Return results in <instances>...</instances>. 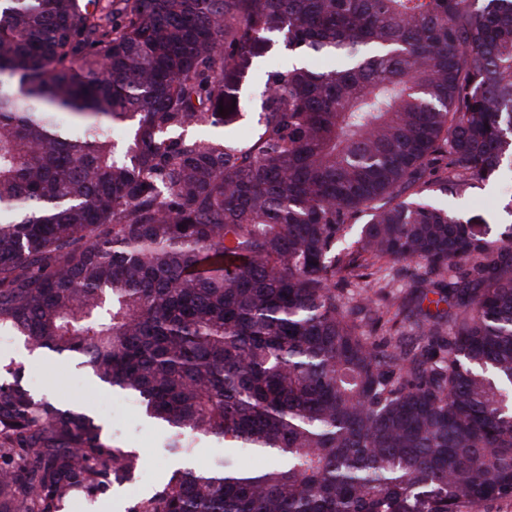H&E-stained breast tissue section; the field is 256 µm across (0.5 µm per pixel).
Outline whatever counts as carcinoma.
Returning a JSON list of instances; mask_svg holds the SVG:
<instances>
[{"label": "carcinoma", "mask_w": 512, "mask_h": 512, "mask_svg": "<svg viewBox=\"0 0 512 512\" xmlns=\"http://www.w3.org/2000/svg\"><path fill=\"white\" fill-rule=\"evenodd\" d=\"M270 35L303 66L251 136L188 135ZM506 163L512 0H0V332L138 394L176 453L224 441L132 512H485L512 501V197L433 196ZM3 370L0 512L132 479ZM506 175L494 183L493 186H487L484 190H477L476 193L461 197L448 196V198L446 196H436V200L441 204L448 201V207L456 211H479L494 216L497 213L501 199L512 195L504 194L501 191L504 182H512V175L510 176V173H506Z\"/></svg>", "instance_id": "obj_1"}]
</instances>
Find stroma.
<instances>
[{"label":"stroma","mask_w":512,"mask_h":512,"mask_svg":"<svg viewBox=\"0 0 512 512\" xmlns=\"http://www.w3.org/2000/svg\"><path fill=\"white\" fill-rule=\"evenodd\" d=\"M289 58L282 40L270 41L262 56L252 59L239 84L242 105H249L262 92L268 73L287 69ZM0 360L30 367L29 386L38 396L92 416L111 443L140 455L141 467L133 479L109 496L120 500L126 510L151 496L175 469L185 465L204 469L224 453L223 442L202 438L192 442L185 456H173L168 448L171 432L145 417L139 397L100 383L77 359L51 352L31 354L16 340L9 349L0 350Z\"/></svg>","instance_id":"1"}]
</instances>
